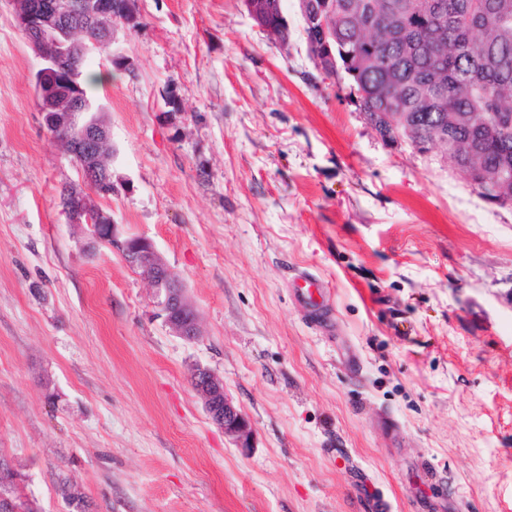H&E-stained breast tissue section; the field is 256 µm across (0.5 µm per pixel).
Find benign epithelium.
Instances as JSON below:
<instances>
[{
    "instance_id": "benign-epithelium-1",
    "label": "benign epithelium",
    "mask_w": 512,
    "mask_h": 512,
    "mask_svg": "<svg viewBox=\"0 0 512 512\" xmlns=\"http://www.w3.org/2000/svg\"><path fill=\"white\" fill-rule=\"evenodd\" d=\"M20 29L42 67L35 77L40 112L47 129L61 133L67 154L76 161L87 189L68 192L62 212L71 224L88 225L98 242L108 240L120 248L127 264L148 282L156 307L170 332L187 340L199 336L198 314L189 302L182 281L160 258L153 244L142 237L118 240L116 224L101 210L96 198L112 192V173L102 164V149L109 144L110 131L89 110L78 93L69 89L71 71L63 61L86 57L100 49L112 54L114 22L132 20V2L111 0H53L46 7L36 0H12ZM305 24L317 25L323 37L333 36L338 17L332 10L317 6L314 0H298ZM496 194L502 202H512V169L496 177ZM106 228L108 237L99 234ZM193 389L202 398L212 421L238 447H250L252 429L248 419L234 405L224 389V380L212 370L194 371Z\"/></svg>"
}]
</instances>
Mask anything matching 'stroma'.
Instances as JSON below:
<instances>
[{"label": "stroma", "instance_id": "stroma-1", "mask_svg": "<svg viewBox=\"0 0 512 512\" xmlns=\"http://www.w3.org/2000/svg\"><path fill=\"white\" fill-rule=\"evenodd\" d=\"M93 57L119 238L149 239L199 336L173 335L118 248L61 212L80 171L0 0V459L41 512H512V204L438 145L383 138L353 79L245 0H135ZM326 282L303 316L292 278ZM224 380L252 445L190 385Z\"/></svg>", "mask_w": 512, "mask_h": 512}]
</instances>
